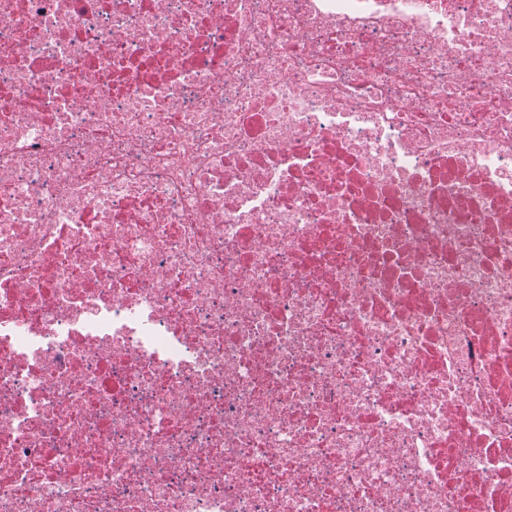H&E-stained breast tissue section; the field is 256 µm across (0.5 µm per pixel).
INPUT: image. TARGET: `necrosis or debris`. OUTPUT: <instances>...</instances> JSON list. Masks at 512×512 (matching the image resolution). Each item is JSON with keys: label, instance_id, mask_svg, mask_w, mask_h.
Returning a JSON list of instances; mask_svg holds the SVG:
<instances>
[{"label": "necrosis or debris", "instance_id": "1", "mask_svg": "<svg viewBox=\"0 0 512 512\" xmlns=\"http://www.w3.org/2000/svg\"><path fill=\"white\" fill-rule=\"evenodd\" d=\"M0 512H512V0H0Z\"/></svg>", "mask_w": 512, "mask_h": 512}]
</instances>
